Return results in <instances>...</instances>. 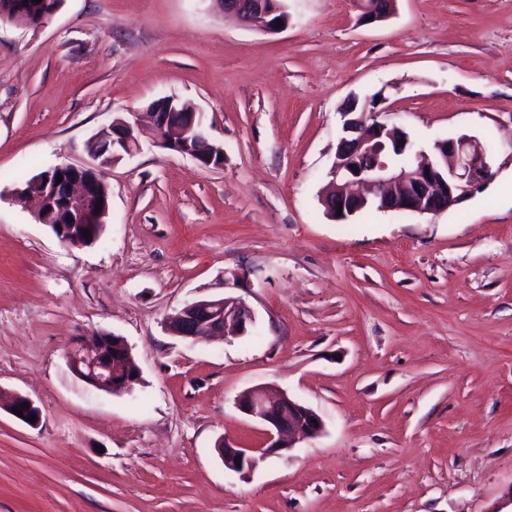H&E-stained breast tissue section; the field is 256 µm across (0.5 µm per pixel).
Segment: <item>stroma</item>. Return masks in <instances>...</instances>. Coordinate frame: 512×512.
I'll list each match as a JSON object with an SVG mask.
<instances>
[{"label": "stroma", "mask_w": 512, "mask_h": 512, "mask_svg": "<svg viewBox=\"0 0 512 512\" xmlns=\"http://www.w3.org/2000/svg\"><path fill=\"white\" fill-rule=\"evenodd\" d=\"M270 35L214 0H63L43 27L0 23V512H512V0H285ZM173 96L224 149L206 169L143 136L115 162L97 243L70 247L13 199L90 163L112 119ZM378 98L431 150L468 134L497 170L438 215L320 204L341 111ZM256 324L167 334L207 298ZM124 338L140 369L77 378L75 336ZM279 387L322 436L238 474L216 446L263 443L237 396ZM31 399V426L8 405ZM360 19L366 25L387 20L394 9L395 0H358ZM382 3L386 4L382 7Z\"/></svg>", "instance_id": "stroma-1"}]
</instances>
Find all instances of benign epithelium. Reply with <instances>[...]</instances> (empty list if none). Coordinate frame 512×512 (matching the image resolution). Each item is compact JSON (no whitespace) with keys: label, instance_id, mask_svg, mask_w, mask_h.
<instances>
[{"label":"benign epithelium","instance_id":"benign-epithelium-1","mask_svg":"<svg viewBox=\"0 0 512 512\" xmlns=\"http://www.w3.org/2000/svg\"><path fill=\"white\" fill-rule=\"evenodd\" d=\"M224 16L245 27L257 26L269 34H279L288 27L285 0H218ZM395 0H358L360 19L369 25L387 20ZM23 3L14 0L13 8L0 9V22L26 26L21 16ZM342 136L336 158L330 168L332 189L322 204L334 221H345L370 204L380 211H404L438 214L459 204L481 189L495 176V152L476 137L460 135L437 141L431 153L414 150L407 134L400 128L378 121L380 113L358 108L354 100L341 113ZM149 123L156 143L170 151L197 159L207 155L201 145L218 151L198 110L175 97L159 104H149L147 111L132 113V119L118 117L99 129L88 142L94 164H64L63 181L44 188L43 195H29L37 203L36 219L54 229L59 241L80 245L71 239L70 225L106 223L109 208L92 206V191L106 182V170L120 156L131 157L141 148L144 123ZM357 169H351V166ZM255 324L253 310L242 301L229 298L199 300L185 305L164 324L174 337L192 342L208 341L227 333L244 335ZM129 352V346L112 344V334L100 333L90 343L80 337L67 345L65 358L72 373L93 387L117 393L131 387L138 367L124 370L114 367L116 351ZM237 409L265 427L266 441L255 450L224 444L221 459L224 468L243 473L252 466V453L277 454L291 448V443L315 439L325 429L322 418L311 408L286 392L258 386L241 392Z\"/></svg>","mask_w":512,"mask_h":512}]
</instances>
